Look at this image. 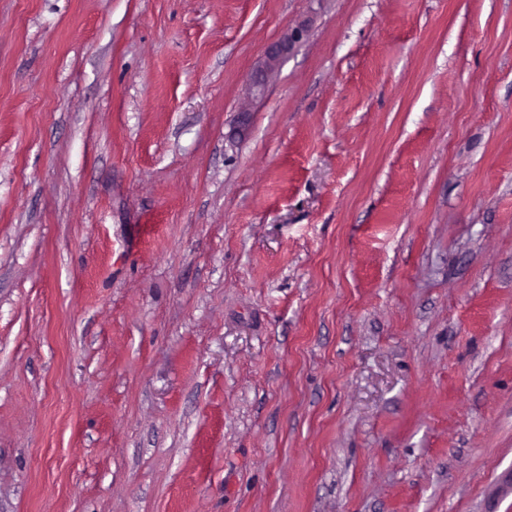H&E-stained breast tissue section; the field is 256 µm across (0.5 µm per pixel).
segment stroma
<instances>
[{
  "instance_id": "obj_1",
  "label": "stroma",
  "mask_w": 512,
  "mask_h": 512,
  "mask_svg": "<svg viewBox=\"0 0 512 512\" xmlns=\"http://www.w3.org/2000/svg\"><path fill=\"white\" fill-rule=\"evenodd\" d=\"M0 512H512V0H0ZM301 36L302 31L300 29L286 33L280 41L266 51L263 67L256 72L251 80L252 88L258 89L259 92L264 89L268 77L279 69L281 61L288 55Z\"/></svg>"
}]
</instances>
